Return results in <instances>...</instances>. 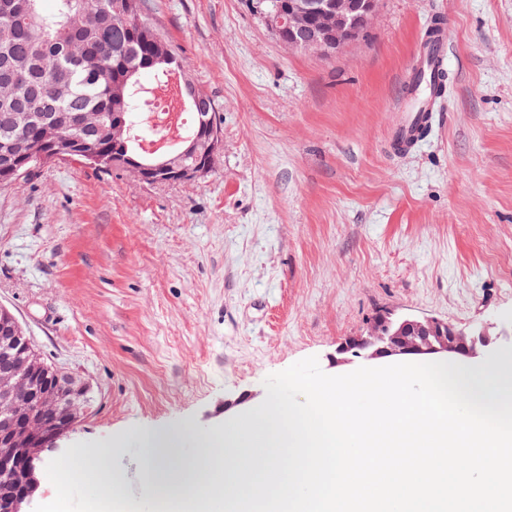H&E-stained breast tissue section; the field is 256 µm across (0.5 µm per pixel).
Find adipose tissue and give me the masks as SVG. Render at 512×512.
<instances>
[{
	"label": "adipose tissue",
	"mask_w": 512,
	"mask_h": 512,
	"mask_svg": "<svg viewBox=\"0 0 512 512\" xmlns=\"http://www.w3.org/2000/svg\"><path fill=\"white\" fill-rule=\"evenodd\" d=\"M267 434L266 423L251 416L229 421L218 437L142 436L143 467L159 512L173 504L181 512H203L202 494L210 485L223 487L225 500H234L238 490L247 488L252 471L259 469Z\"/></svg>",
	"instance_id": "adipose-tissue-1"
}]
</instances>
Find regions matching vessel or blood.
Instances as JSON below:
<instances>
[{
    "label": "vessel or blood",
    "instance_id": "1",
    "mask_svg": "<svg viewBox=\"0 0 512 512\" xmlns=\"http://www.w3.org/2000/svg\"><path fill=\"white\" fill-rule=\"evenodd\" d=\"M448 59V43L444 33H436L431 45L419 46L405 81L408 95L400 103L397 120L392 128L390 144L394 151L413 149L432 130L439 110L440 95L421 78L422 71L444 72Z\"/></svg>",
    "mask_w": 512,
    "mask_h": 512
}]
</instances>
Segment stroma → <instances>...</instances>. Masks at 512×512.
Wrapping results in <instances>:
<instances>
[{
  "mask_svg": "<svg viewBox=\"0 0 512 512\" xmlns=\"http://www.w3.org/2000/svg\"><path fill=\"white\" fill-rule=\"evenodd\" d=\"M144 15L223 117L207 176L144 184L56 161L0 186V304L89 404L42 470L66 512L149 499L137 436L217 432L265 378L332 357L383 310L512 326V0H382L365 36L289 49L246 0H145ZM443 18L439 122L388 133L404 76ZM112 451V489L86 472Z\"/></svg>",
  "mask_w": 512,
  "mask_h": 512,
  "instance_id": "obj_1",
  "label": "stroma"
}]
</instances>
